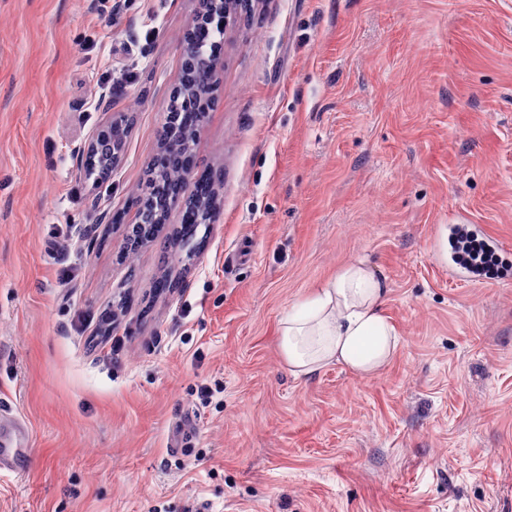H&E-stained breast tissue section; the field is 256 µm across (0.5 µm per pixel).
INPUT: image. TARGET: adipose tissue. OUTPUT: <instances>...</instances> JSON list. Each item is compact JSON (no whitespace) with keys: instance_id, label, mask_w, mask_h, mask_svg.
I'll return each mask as SVG.
<instances>
[{"instance_id":"obj_1","label":"adipose tissue","mask_w":512,"mask_h":512,"mask_svg":"<svg viewBox=\"0 0 512 512\" xmlns=\"http://www.w3.org/2000/svg\"><path fill=\"white\" fill-rule=\"evenodd\" d=\"M386 279L358 258L313 288L281 322V351L297 376L337 364L370 377L395 356L400 333L384 310Z\"/></svg>"}]
</instances>
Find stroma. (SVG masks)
<instances>
[{
	"label": "stroma",
	"instance_id": "1",
	"mask_svg": "<svg viewBox=\"0 0 512 512\" xmlns=\"http://www.w3.org/2000/svg\"><path fill=\"white\" fill-rule=\"evenodd\" d=\"M110 3L0 0V403L33 434L0 512H512V277L438 237L512 263V0H250L195 138L218 215L159 297L180 213L132 253L125 226L199 3ZM360 256L396 355L294 377L281 320ZM112 125L121 131L120 121L112 120V123L110 122L98 132L96 139L89 145L85 175L87 179H93L96 184L109 181L120 159L121 150L119 143L112 138ZM120 131L117 132L118 136ZM454 259L466 269H492L498 264L492 247L469 232L457 229L453 237Z\"/></svg>",
	"mask_w": 512,
	"mask_h": 512
}]
</instances>
